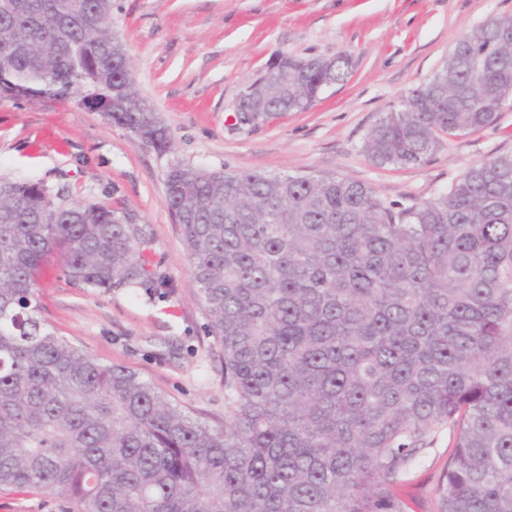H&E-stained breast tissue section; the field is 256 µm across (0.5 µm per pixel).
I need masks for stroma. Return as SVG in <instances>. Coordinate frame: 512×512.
<instances>
[{"label": "stroma", "mask_w": 512, "mask_h": 512, "mask_svg": "<svg viewBox=\"0 0 512 512\" xmlns=\"http://www.w3.org/2000/svg\"><path fill=\"white\" fill-rule=\"evenodd\" d=\"M500 15H512V0H112V27L171 150L159 153L69 101L0 96V179L40 183L65 205L128 208L149 235L147 261L171 286L87 291L52 263L35 290L40 317L85 353L128 367L189 415L223 427L224 365L165 205L169 166L336 174L370 186L396 211L447 193L470 166L512 152V103L494 124L444 139L423 165L380 167L362 146L463 36ZM281 53H343L352 73L307 111L236 125L242 90ZM454 447L453 432L439 430L400 477L404 512H438ZM0 512H73V505L2 486Z\"/></svg>", "instance_id": "35a3bbf8"}]
</instances>
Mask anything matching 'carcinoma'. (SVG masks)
Instances as JSON below:
<instances>
[{
	"mask_svg": "<svg viewBox=\"0 0 512 512\" xmlns=\"http://www.w3.org/2000/svg\"><path fill=\"white\" fill-rule=\"evenodd\" d=\"M345 54L288 57L257 111L305 112L348 78ZM72 101L160 152L112 0H0V95ZM512 98V16L461 38L372 127L378 166L428 162ZM192 282L224 362V427L185 413L37 316L46 259L108 293L170 287L130 212L55 203L0 180V486L76 512H402L393 487L456 430L440 512H512V153L399 212L334 174L182 164L165 175Z\"/></svg>",
	"mask_w": 512,
	"mask_h": 512,
	"instance_id": "cac0c4a2",
	"label": "carcinoma"
}]
</instances>
